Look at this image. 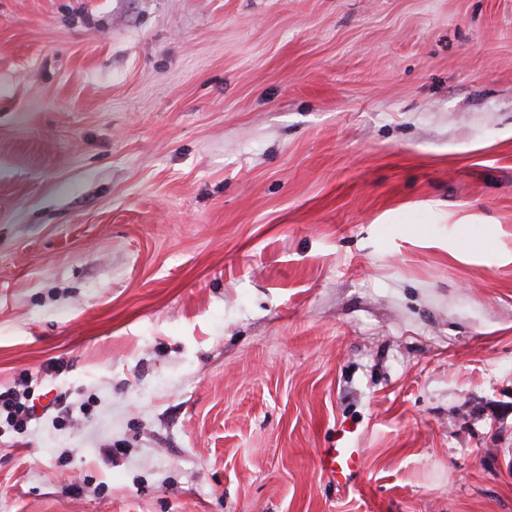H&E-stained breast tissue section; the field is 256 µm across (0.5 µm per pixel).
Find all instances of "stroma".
Masks as SVG:
<instances>
[{"instance_id": "1", "label": "stroma", "mask_w": 512, "mask_h": 512, "mask_svg": "<svg viewBox=\"0 0 512 512\" xmlns=\"http://www.w3.org/2000/svg\"><path fill=\"white\" fill-rule=\"evenodd\" d=\"M22 386L0 512H512V0H0ZM359 456L355 448H330L321 458V469L332 478L346 479L357 469Z\"/></svg>"}]
</instances>
